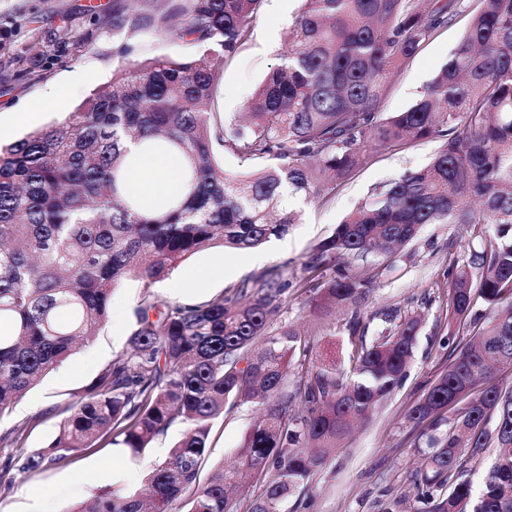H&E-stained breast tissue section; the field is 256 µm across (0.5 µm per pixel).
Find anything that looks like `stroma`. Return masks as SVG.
Instances as JSON below:
<instances>
[{
    "label": "stroma",
    "instance_id": "obj_1",
    "mask_svg": "<svg viewBox=\"0 0 512 512\" xmlns=\"http://www.w3.org/2000/svg\"><path fill=\"white\" fill-rule=\"evenodd\" d=\"M116 0H0V141L12 142L31 130L62 120L95 90L111 82L127 59L175 56L183 44L142 33L136 36L112 27ZM302 6L301 0H264L262 13L249 40L218 77L214 111L234 119L267 71L287 50L286 32ZM480 0H463L455 20L440 30L413 58L401 66L385 94L386 113L406 109L424 90L436 71L448 61L466 32ZM51 55L48 67L22 71L16 58L36 53ZM63 86L68 95L53 111H44L29 123L10 121L13 112L29 106L51 89ZM440 145L430 139L376 153L329 200L289 198L298 222L288 233L248 250L213 248L194 254L186 267L211 270L208 287L199 289L195 302L230 296L243 282L276 273L289 285L274 326L294 324L319 332V347L335 352L342 369H350L351 335L346 328L349 312L332 317L317 314L298 283L314 246L330 236L342 218L376 187L408 170L425 166ZM493 225L470 228L455 224L424 225L417 238L399 252L395 262L372 259L374 289L365 314L368 336L384 325V314L421 318L414 356L402 384L384 399L368 420L353 430L326 466L309 481L305 504L298 512H379L388 499L412 495L418 466V430L407 420L414 406L448 367V336L467 337L448 316V267L451 255H464L480 247ZM144 288L127 280L114 288L109 320L88 344L33 387L5 416L0 433L25 428L27 439L18 456L46 447L65 418L66 407L83 395L100 370L125 353L136 327L135 309ZM257 415L253 404L235 406L218 418L212 428L209 464L232 463ZM182 425H173L156 437L140 455L118 446L80 454L68 466L39 473L14 472L11 484L0 487V512H72L97 490L89 478L103 473L105 482L122 492L142 491L146 467L166 457L181 436ZM41 495H28V487Z\"/></svg>",
    "mask_w": 512,
    "mask_h": 512
}]
</instances>
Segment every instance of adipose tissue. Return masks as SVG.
I'll list each match as a JSON object with an SVG mask.
<instances>
[{
  "instance_id": "adipose-tissue-1",
  "label": "adipose tissue",
  "mask_w": 512,
  "mask_h": 512,
  "mask_svg": "<svg viewBox=\"0 0 512 512\" xmlns=\"http://www.w3.org/2000/svg\"><path fill=\"white\" fill-rule=\"evenodd\" d=\"M130 182L136 194L147 198L158 209L164 208L168 198L182 186L177 162L163 152L139 154Z\"/></svg>"
}]
</instances>
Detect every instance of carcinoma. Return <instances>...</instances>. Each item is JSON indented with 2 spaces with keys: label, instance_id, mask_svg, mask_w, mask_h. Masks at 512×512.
Wrapping results in <instances>:
<instances>
[{
  "label": "carcinoma",
  "instance_id": "obj_1",
  "mask_svg": "<svg viewBox=\"0 0 512 512\" xmlns=\"http://www.w3.org/2000/svg\"><path fill=\"white\" fill-rule=\"evenodd\" d=\"M153 2L138 13L116 5L112 27L178 40L189 53L127 63L64 120L0 145V417L106 325L117 284L148 289L203 250L282 237L297 219L279 209L283 197L326 199L372 154L440 138L427 166L375 190L313 250L299 287L316 307L352 309L355 332L372 280L350 275L348 264L395 257L425 224L496 226L452 262L448 281L451 318L470 322L473 339L451 345L448 368L407 419L426 444L417 447V512H512V389L494 382L512 364V0H481L422 95L391 114L381 110L387 78L448 27L460 0H303L288 53L245 105L249 119L229 124L212 111L217 76L263 0ZM127 141L180 162L184 189L166 210L131 192ZM217 147L257 170L224 172ZM284 291L271 274L207 303L145 293L130 350L98 373L19 471L70 465L105 442L140 454L179 420L186 432L152 466L144 492L118 496L106 485L72 512H173L182 499L188 512H240L229 491L244 472L261 487L245 512H282L353 423L398 387L420 325L386 319L378 336L359 339L349 373L317 357L290 392V360L313 353L316 340L290 323L270 329ZM297 399L302 415L292 412ZM239 401L262 413L238 465L203 481L211 424ZM450 405L458 411L447 421ZM25 439L15 429L0 434V447ZM489 448L476 491L467 465Z\"/></svg>",
  "mask_w": 512,
  "mask_h": 512
}]
</instances>
